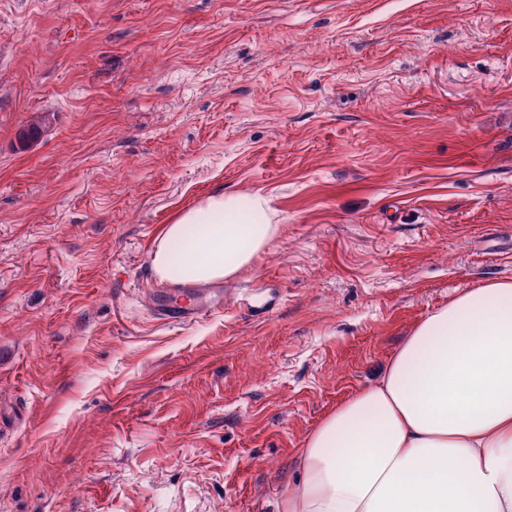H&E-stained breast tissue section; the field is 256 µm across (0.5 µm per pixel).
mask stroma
I'll return each mask as SVG.
<instances>
[{
  "instance_id": "stroma-1",
  "label": "stroma",
  "mask_w": 512,
  "mask_h": 512,
  "mask_svg": "<svg viewBox=\"0 0 512 512\" xmlns=\"http://www.w3.org/2000/svg\"><path fill=\"white\" fill-rule=\"evenodd\" d=\"M257 192L279 232L223 310L159 321L161 226ZM498 279L512 0H0V512H277L323 417Z\"/></svg>"
}]
</instances>
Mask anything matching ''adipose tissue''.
<instances>
[{
    "mask_svg": "<svg viewBox=\"0 0 512 512\" xmlns=\"http://www.w3.org/2000/svg\"><path fill=\"white\" fill-rule=\"evenodd\" d=\"M265 197L215 194L164 225L168 284L250 267L279 227ZM180 251H172L175 241ZM282 512H512V279L456 294L420 321L378 380L307 436Z\"/></svg>",
    "mask_w": 512,
    "mask_h": 512,
    "instance_id": "1",
    "label": "adipose tissue"
}]
</instances>
